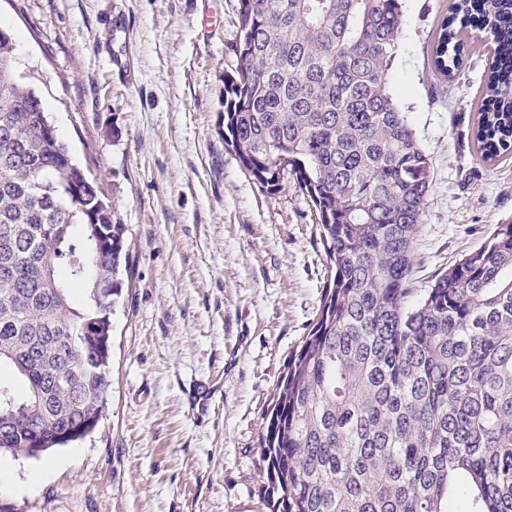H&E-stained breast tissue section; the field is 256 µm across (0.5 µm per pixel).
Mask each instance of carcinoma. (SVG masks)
Returning <instances> with one entry per match:
<instances>
[{"mask_svg": "<svg viewBox=\"0 0 512 512\" xmlns=\"http://www.w3.org/2000/svg\"><path fill=\"white\" fill-rule=\"evenodd\" d=\"M402 0H240L224 143L258 183L312 206L328 278L263 416L270 512H512V222L412 286L432 161L390 89ZM492 45L474 133L512 152V0H456L432 48L452 77L464 34ZM0 39V455L59 448L103 419L112 353L100 281L130 272L100 182L40 126L32 75ZM80 290L77 304L73 291Z\"/></svg>", "mask_w": 512, "mask_h": 512, "instance_id": "cac0c4a2", "label": "carcinoma"}]
</instances>
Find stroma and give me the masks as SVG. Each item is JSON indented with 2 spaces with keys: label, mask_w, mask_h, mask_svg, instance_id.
<instances>
[{
  "label": "stroma",
  "mask_w": 512,
  "mask_h": 512,
  "mask_svg": "<svg viewBox=\"0 0 512 512\" xmlns=\"http://www.w3.org/2000/svg\"><path fill=\"white\" fill-rule=\"evenodd\" d=\"M455 0H403L394 95L433 171L417 236L424 286L512 221V154L472 137L487 46L455 79L432 46ZM239 0H0V29L59 138L127 228L112 392L85 440L0 456V512H267L263 413L326 280L308 200L258 184L224 144ZM124 61L130 79L116 75Z\"/></svg>",
  "instance_id": "stroma-1"
}]
</instances>
